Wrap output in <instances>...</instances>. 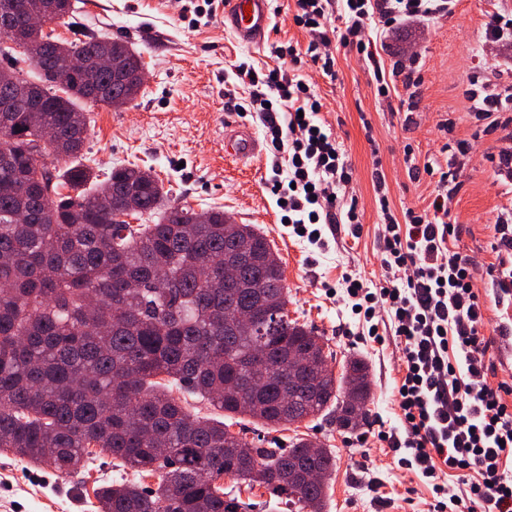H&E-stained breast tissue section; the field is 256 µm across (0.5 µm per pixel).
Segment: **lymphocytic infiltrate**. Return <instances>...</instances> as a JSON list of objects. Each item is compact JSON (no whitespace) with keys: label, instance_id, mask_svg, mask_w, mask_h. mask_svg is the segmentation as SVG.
<instances>
[{"label":"lymphocytic infiltrate","instance_id":"1","mask_svg":"<svg viewBox=\"0 0 512 512\" xmlns=\"http://www.w3.org/2000/svg\"><path fill=\"white\" fill-rule=\"evenodd\" d=\"M296 24L313 33L306 50L273 45L278 64L258 70L240 63L233 73L248 95L235 99L233 112H260L265 136L286 164V183L277 184L295 230L321 244V225L337 223L329 188L344 189L351 173L336 140L317 116L320 97L298 75L303 59L326 76L335 77L334 59L321 48L331 41L365 54L373 68L377 92L385 96L390 83L379 59L370 51L366 30L374 19L429 23L450 13L453 0H295ZM340 24H332V16ZM384 234L381 265L388 276L377 286L346 276L344 290L368 321L369 336L381 341L373 318L386 309L401 346L402 376L397 383L399 433L392 447L403 452L399 462L432 487L430 512H512V404L501 388L488 381L487 343L482 331L484 305L474 290L475 260L451 250L456 234L446 222L444 202L431 209L406 211L396 220L381 203ZM487 266L501 292L512 291V224L494 226ZM466 471L465 492H449L438 474L440 466Z\"/></svg>","mask_w":512,"mask_h":512}]
</instances>
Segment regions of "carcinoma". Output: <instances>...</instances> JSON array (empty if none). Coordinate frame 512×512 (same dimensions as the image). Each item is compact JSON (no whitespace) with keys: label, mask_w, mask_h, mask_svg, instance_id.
Segmentation results:
<instances>
[{"label":"carcinoma","mask_w":512,"mask_h":512,"mask_svg":"<svg viewBox=\"0 0 512 512\" xmlns=\"http://www.w3.org/2000/svg\"><path fill=\"white\" fill-rule=\"evenodd\" d=\"M0 38L21 27L28 10L48 7L44 25L66 22L74 0H0ZM31 81L0 68V448L54 471L85 466L93 449L136 473L158 475L156 489L133 482L98 488V512H248L220 480L252 486L266 473L269 496L303 512H326V483L288 480V472L336 470L327 448L305 456L309 441L254 448L230 425L248 418L263 427L290 425L289 402L311 416H333L338 431L368 422L369 366L345 360L340 375L315 384L288 373V350H313L326 361L321 337L288 319L282 265L241 272L272 302L252 325L224 330L226 310L250 306L251 289L224 294V250L249 239L262 259L271 245L251 224H226L210 210L196 223L190 206L166 204L149 169L131 163L105 180L85 165L64 170L46 159L73 161L88 136L82 104L136 98L141 56L112 40L121 76L98 73L100 40L52 38L43 25L26 29ZM66 183L75 195H61ZM133 192L140 211L119 207ZM131 216L139 223L125 220ZM196 395L232 420L194 416L173 390Z\"/></svg>","instance_id":"1"}]
</instances>
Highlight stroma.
I'll list each match as a JSON object with an SVG mask.
<instances>
[{
    "label": "stroma",
    "mask_w": 512,
    "mask_h": 512,
    "mask_svg": "<svg viewBox=\"0 0 512 512\" xmlns=\"http://www.w3.org/2000/svg\"><path fill=\"white\" fill-rule=\"evenodd\" d=\"M179 0H78L72 27L55 25L62 40L108 36L127 42L141 55L146 82L131 104L120 110L86 104L90 130L82 150L84 164L100 176L131 162L149 169L169 192L171 205L195 210L221 208L238 224L255 225L278 253L288 289L290 319L315 327L325 342L333 372L353 354L370 366L371 423L355 433L338 432L334 423L308 418L298 427L267 429L254 425L260 448L288 447L293 436L308 438L336 456L328 480L327 512H428L432 493L381 440L394 430V386L399 350L394 334L373 342L368 325L351 310L339 287L344 275L378 281L379 234L383 217L376 175L386 181L394 214L422 210L433 201L440 177H447L448 220L456 227L454 250L475 257V291L484 303L487 360L492 386L510 388L512 366L503 362L502 333L512 328V294L491 286L486 266L499 218L512 214V177L493 162L512 149V125L486 128L475 119L470 93L512 90V49L487 40L498 14L512 11V0H457L452 13L427 27L372 26L369 38L385 68H397L396 93L378 96L373 71L356 50L331 43L335 78L323 77L310 61L300 69L321 96L320 114L336 137L353 172L341 207L356 205L361 231L351 237L342 224L322 225L327 244L319 248L284 223L272 192L286 170L274 166V151L264 141L258 113L229 112L226 91L244 94L231 78L238 62L272 68L276 42L306 49L311 36L294 22V0H271L272 31L264 45H236L219 18L190 24L180 16ZM413 106H405V99ZM249 125L261 140L252 159L235 160L225 150L224 132ZM130 470L108 455L88 460L85 469L60 474L0 449V512H98L95 489L103 482L133 480Z\"/></svg>",
    "instance_id": "stroma-1"
}]
</instances>
